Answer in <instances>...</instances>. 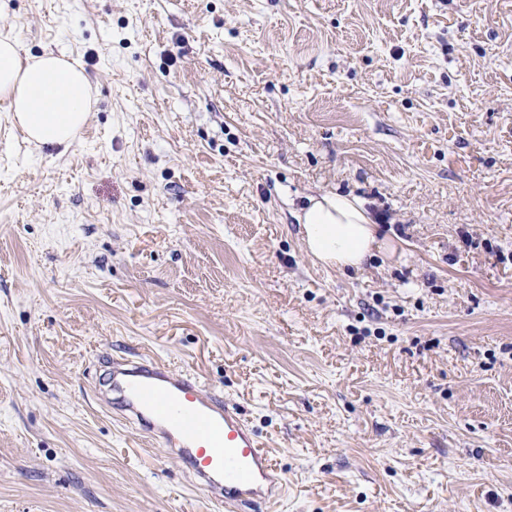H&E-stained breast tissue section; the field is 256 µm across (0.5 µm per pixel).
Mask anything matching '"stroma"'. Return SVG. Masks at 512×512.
<instances>
[{
	"label": "stroma",
	"mask_w": 512,
	"mask_h": 512,
	"mask_svg": "<svg viewBox=\"0 0 512 512\" xmlns=\"http://www.w3.org/2000/svg\"><path fill=\"white\" fill-rule=\"evenodd\" d=\"M90 117L0 109V512H225L97 399L158 358L288 478L237 512H512V0H0ZM393 244L317 263L309 195Z\"/></svg>",
	"instance_id": "obj_1"
}]
</instances>
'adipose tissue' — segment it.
Returning a JSON list of instances; mask_svg holds the SVG:
<instances>
[{"label": "adipose tissue", "mask_w": 512, "mask_h": 512, "mask_svg": "<svg viewBox=\"0 0 512 512\" xmlns=\"http://www.w3.org/2000/svg\"><path fill=\"white\" fill-rule=\"evenodd\" d=\"M0 103L29 144L66 147L89 118L91 87L63 53L25 58L16 36L0 34ZM296 219L307 252L327 267L361 269L380 249L375 219L359 197L321 193Z\"/></svg>", "instance_id": "adipose-tissue-1"}]
</instances>
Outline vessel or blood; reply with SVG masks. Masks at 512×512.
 I'll use <instances>...</instances> for the list:
<instances>
[{"label": "vessel or blood", "instance_id": "1", "mask_svg": "<svg viewBox=\"0 0 512 512\" xmlns=\"http://www.w3.org/2000/svg\"><path fill=\"white\" fill-rule=\"evenodd\" d=\"M99 400L134 427L146 428L159 447L191 466L195 487L236 506L246 500H278L287 488L256 432L201 381L143 357L113 360Z\"/></svg>", "mask_w": 512, "mask_h": 512}]
</instances>
